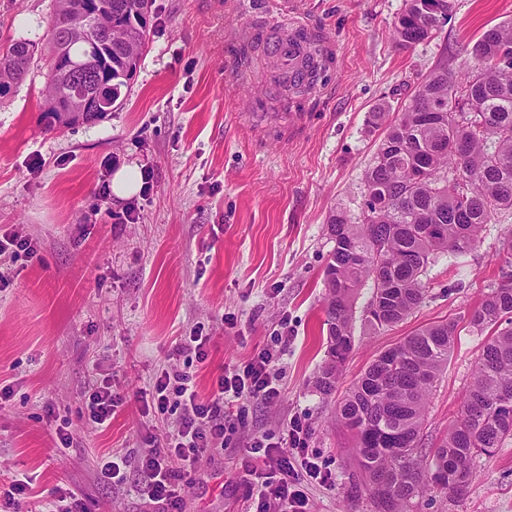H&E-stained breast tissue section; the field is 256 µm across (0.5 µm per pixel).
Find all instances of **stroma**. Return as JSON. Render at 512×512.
I'll list each match as a JSON object with an SVG mask.
<instances>
[{"label":"stroma","instance_id":"1","mask_svg":"<svg viewBox=\"0 0 512 512\" xmlns=\"http://www.w3.org/2000/svg\"><path fill=\"white\" fill-rule=\"evenodd\" d=\"M403 7L305 0L310 33L331 41L337 57L321 93L303 100L306 124L290 143L281 135L288 104L275 99L263 52L245 67L225 41L234 28L278 32L271 0H154L149 42L118 106L68 128L42 119L48 55L35 52L24 80L0 99V235L20 231L38 250L35 260L0 266V386L11 388L0 401V481L24 472L35 501L59 485L89 512H148L136 468L118 485L98 478L102 457L137 458L178 427V412L154 419L134 392L183 366L176 349L191 330L211 338L194 368L205 396L225 365L245 363L285 325L277 405L244 403V426L190 475L182 512H249L238 465L246 441L284 438L295 418L334 477L306 482L311 512H374L366 495L350 492L349 438L333 423L334 400L313 386L326 351L328 220L336 210L362 214L382 137L372 112L397 113L442 56L512 20V0H454L435 37L402 49L392 29ZM53 9L54 0H0V44L40 38ZM126 166L147 183L119 199L111 181ZM511 233L508 213L485 225L462 264L443 255L429 265V294L404 322L374 332L355 323L340 389L415 329L473 308L496 287L500 243ZM483 342L458 336L428 400L427 447L455 419ZM102 379L126 400L109 428L94 430L85 393ZM63 424L73 444L59 461L52 435ZM415 512H512V440L476 460L463 495L431 492Z\"/></svg>","mask_w":512,"mask_h":512}]
</instances>
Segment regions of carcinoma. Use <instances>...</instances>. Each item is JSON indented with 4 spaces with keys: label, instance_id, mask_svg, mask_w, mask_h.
<instances>
[{
    "label": "carcinoma",
    "instance_id": "carcinoma-1",
    "mask_svg": "<svg viewBox=\"0 0 512 512\" xmlns=\"http://www.w3.org/2000/svg\"><path fill=\"white\" fill-rule=\"evenodd\" d=\"M46 33L50 45L43 117L49 127H69L96 117L77 109L100 95L115 104L136 73L135 51L150 35L153 0H111L113 29L93 16V0H55ZM87 19L88 33L106 42L105 56L89 55L81 44L64 41L66 26ZM436 20L417 0H405L394 23L395 42L412 47L432 37ZM301 69L274 65L276 97L291 101L310 94L323 81L331 58L320 42ZM38 44L27 38L0 45V83L13 89L24 80ZM465 67L443 57L391 119L373 113L384 126L377 153L365 173L366 200L381 204L357 222L343 211L328 221L334 246L323 270L327 338L325 359L315 377L317 392H336L353 352L355 300L372 283L367 320L380 329L406 320L428 292L426 269L440 254L467 257L480 231L512 211V67L493 63L496 53L512 54V24L485 29L462 47ZM457 93L460 113L471 101L495 121L479 128L441 110ZM423 173L410 180L413 170ZM485 333L473 381L457 419L430 454H423L426 406L448 364L460 330ZM334 421L352 441L356 465L352 489L365 492L375 512H414L417 501L434 490L461 494L472 464L492 456L512 440V288L496 286L473 308L425 325L376 356L345 392Z\"/></svg>",
    "mask_w": 512,
    "mask_h": 512
}]
</instances>
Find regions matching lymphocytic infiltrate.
I'll list each match as a JSON object with an SVG mask.
<instances>
[{
  "label": "lymphocytic infiltrate",
  "mask_w": 512,
  "mask_h": 512,
  "mask_svg": "<svg viewBox=\"0 0 512 512\" xmlns=\"http://www.w3.org/2000/svg\"><path fill=\"white\" fill-rule=\"evenodd\" d=\"M280 346L261 349L241 365L225 366L212 383L209 395L197 391L187 370H162L149 392L145 411L161 418L171 406L181 408L176 432L163 436L157 448L142 456L137 468L144 477L147 497L158 512H181L184 485L182 475L194 472L201 456L222 445L232 423L224 415V405L260 401L272 404L281 392L271 375ZM123 403L109 382L92 384L87 397V423L104 429ZM309 432L299 421H291L288 437L275 441L262 435L253 437L241 458L240 470L257 500L256 512H306L308 499L301 488L302 478L332 483L331 472L322 470L306 447Z\"/></svg>",
  "instance_id": "f902f5d3"
}]
</instances>
